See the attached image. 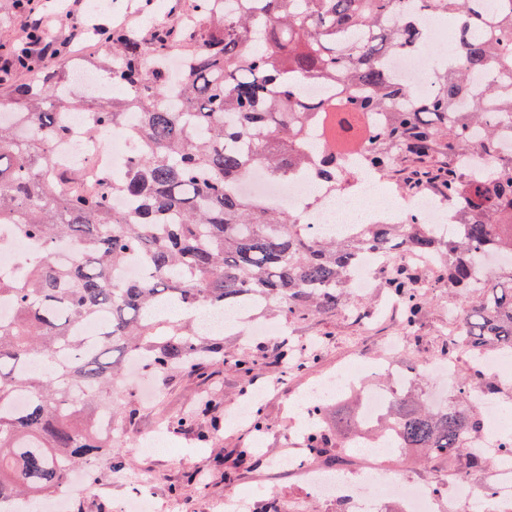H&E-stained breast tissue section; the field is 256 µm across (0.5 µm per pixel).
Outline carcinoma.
Segmentation results:
<instances>
[{"label":"carcinoma","mask_w":512,"mask_h":512,"mask_svg":"<svg viewBox=\"0 0 512 512\" xmlns=\"http://www.w3.org/2000/svg\"><path fill=\"white\" fill-rule=\"evenodd\" d=\"M406 2L183 0L181 20L145 35L97 30L112 56L86 55L84 66L120 85L112 99L73 100L66 50L24 70L9 89L16 118L0 122V224L12 222L33 246L15 276L0 279V297L14 306L0 318V500L31 504L64 493L74 472L100 471L112 434L95 424L114 415L127 359L145 358L158 375L222 363L224 344L198 326L199 311L236 312L243 303L288 319L334 311L370 249L434 257L448 268L446 287L461 292L448 354L459 341L472 351L512 348V263L476 285L486 257L512 258V151L501 146L502 128L512 130V0H500L495 13L484 0H413L458 30L422 101L382 63L389 52L426 44ZM175 53L189 61L177 79L167 64ZM488 69L503 79L474 89L472 75ZM304 80L339 90L350 112L388 113L370 133L371 167L385 175L397 158L421 165L458 202L460 233L444 238L413 217L320 233L237 196L233 185L252 165L276 180L311 170L310 122L324 105L301 98ZM80 110L95 115L88 135L127 126L132 142L125 172L95 188L50 167L54 143L68 137L65 113ZM463 154H496V168L473 179ZM115 196L134 207L114 209ZM64 242L78 245L70 261L52 257ZM132 257L147 278H119ZM384 288L402 304L405 326L416 324L427 301L408 269ZM172 301L184 308L181 319L153 315ZM100 318L93 343L77 335ZM462 390L493 392L474 365ZM386 425L399 448L460 457L468 470L486 462L468 447L480 430L474 409L395 394Z\"/></svg>","instance_id":"carcinoma-1"}]
</instances>
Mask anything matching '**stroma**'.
<instances>
[{
  "label": "stroma",
  "mask_w": 512,
  "mask_h": 512,
  "mask_svg": "<svg viewBox=\"0 0 512 512\" xmlns=\"http://www.w3.org/2000/svg\"><path fill=\"white\" fill-rule=\"evenodd\" d=\"M413 273L417 288L428 299L415 328L405 327L399 305L386 304L383 289H373L365 297L351 296L347 306L334 312L289 321L286 340L295 347L299 363L289 371L276 362L267 337L250 335L253 313L248 310L221 336L224 363L205 364L192 375L171 372L159 377L157 396L150 403L131 390H122L115 435L129 431L139 437L160 426L165 446L155 451L125 446V475L104 480L92 495L72 496L70 512H120L137 477L151 472L159 476L151 488L153 512H169L172 500L182 501L185 512H224V499L229 495L247 497L256 512H263L272 498L283 512H345L335 503L312 498L301 477L282 463L287 449L304 445V427L293 403L311 382L352 360L374 365L392 348L407 367L425 368L443 356L448 312L457 306L458 297L443 286L445 269L417 265ZM242 355L256 361L251 374L240 373L233 363ZM253 396L258 399L255 410L267 424L260 432L253 430L250 421L234 418L236 406ZM358 407L353 394L328 402L322 427L332 444L324 454L307 452L312 466L343 476L361 466L362 453L341 424L342 419H354ZM244 445L255 448L254 462L235 482L225 483L224 472L215 462L232 460L233 449ZM384 468L406 485L430 487L454 483L462 463L452 458L435 461L397 448L385 456ZM189 474L196 475V483H185Z\"/></svg>",
  "instance_id": "1"
}]
</instances>
